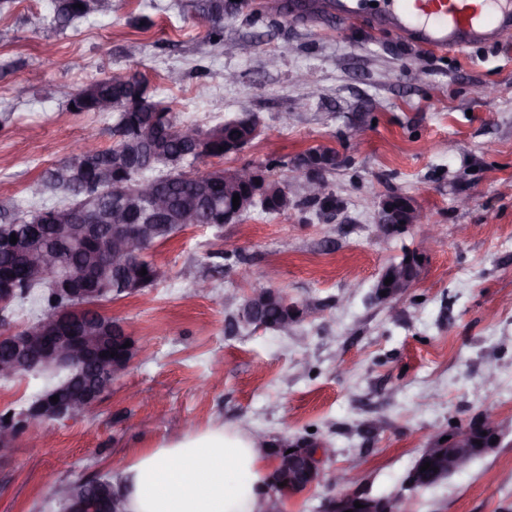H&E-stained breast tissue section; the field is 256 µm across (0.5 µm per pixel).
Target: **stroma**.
I'll return each mask as SVG.
<instances>
[{
  "label": "stroma",
  "instance_id": "obj_1",
  "mask_svg": "<svg viewBox=\"0 0 512 512\" xmlns=\"http://www.w3.org/2000/svg\"><path fill=\"white\" fill-rule=\"evenodd\" d=\"M311 2L296 20L285 0H238L216 42L192 0H113L111 14L64 29L53 0H0V213L54 205L57 194L28 187L88 130L112 146L111 116L73 111L71 100L86 83L133 74L185 124L258 116L241 150L190 170L253 166L294 200L278 214L186 228L149 251L165 280L99 306L140 351L83 417L16 437L0 460V512H46L75 479L119 476L134 448L221 424L331 449L321 481L282 512H316L353 458L350 488L391 496L430 435L487 408L500 445L401 508L512 512V36L432 54ZM244 40L251 54L239 52ZM173 71L181 83L168 81ZM323 148L336 153L329 207L307 204L292 178L298 156ZM396 196L438 235L412 288L378 301L385 268L423 233L382 226ZM256 281L306 307L301 322L285 332L243 322L225 298Z\"/></svg>",
  "mask_w": 512,
  "mask_h": 512
}]
</instances>
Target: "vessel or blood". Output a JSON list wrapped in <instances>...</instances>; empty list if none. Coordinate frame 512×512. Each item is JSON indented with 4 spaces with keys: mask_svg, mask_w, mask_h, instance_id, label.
Wrapping results in <instances>:
<instances>
[{
    "mask_svg": "<svg viewBox=\"0 0 512 512\" xmlns=\"http://www.w3.org/2000/svg\"><path fill=\"white\" fill-rule=\"evenodd\" d=\"M346 23L364 22L425 52L494 46L512 36V0H329Z\"/></svg>",
    "mask_w": 512,
    "mask_h": 512,
    "instance_id": "1",
    "label": "vessel or blood"
}]
</instances>
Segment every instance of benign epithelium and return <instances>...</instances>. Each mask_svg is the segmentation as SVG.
I'll return each mask as SVG.
<instances>
[{
    "label": "benign epithelium",
    "mask_w": 512,
    "mask_h": 512,
    "mask_svg": "<svg viewBox=\"0 0 512 512\" xmlns=\"http://www.w3.org/2000/svg\"><path fill=\"white\" fill-rule=\"evenodd\" d=\"M102 192L112 199V206L101 211L99 195L94 193L74 203L65 213L44 214L40 220L51 223L54 245L44 248L39 239L42 225L29 227L22 241L12 244L10 239L0 237V251L10 255L11 262L0 269V312L20 300L25 290L17 284L13 273L27 269L37 277L50 281L52 291L67 299L68 304L42 313L27 325L14 330L0 332V379L13 380L27 374H60L62 378L46 390V396L29 404L18 415L0 425V458L11 451L13 437L20 427L53 420H70L85 415L92 406L112 387V381L121 376L139 352L140 346L127 332L125 326L116 322L112 329L114 340L123 345L130 343L119 359L107 355L103 337L83 333L85 325L95 317L91 314L98 298L108 292L106 288H72L74 276L58 272L60 257L72 251L86 238H94L99 244V266L110 267L115 261H132L145 256L153 247L149 242L148 225L163 220L169 213L170 203L154 182H129L110 179ZM145 198L153 216L138 215L133 222L125 204L129 193ZM280 293L270 288L252 289L247 301L260 306L273 301ZM58 396L56 403L51 397ZM464 440L481 441L479 450L487 451L492 441H501L495 415L490 411L481 413L467 427L445 436L432 437L425 456L448 465L455 470L463 463ZM292 452L274 456L273 481L284 482V494L300 495L321 476L329 457V450L319 442H287ZM439 472L411 469L404 485L408 489L437 478ZM360 502L362 507L355 508ZM395 497L371 496L357 491L330 495L322 502L319 512H393Z\"/></svg>",
    "instance_id": "benign-epithelium-1"
}]
</instances>
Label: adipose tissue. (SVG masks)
<instances>
[{
    "mask_svg": "<svg viewBox=\"0 0 512 512\" xmlns=\"http://www.w3.org/2000/svg\"><path fill=\"white\" fill-rule=\"evenodd\" d=\"M271 470L252 436L214 427L136 449L117 491L126 512H252Z\"/></svg>",
    "mask_w": 512,
    "mask_h": 512,
    "instance_id": "ef3b65f1",
    "label": "adipose tissue"
}]
</instances>
